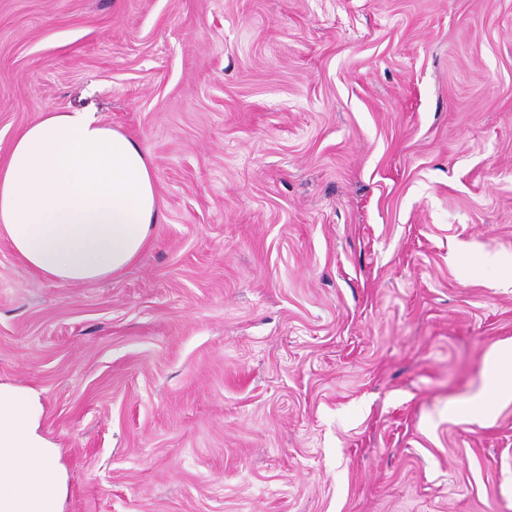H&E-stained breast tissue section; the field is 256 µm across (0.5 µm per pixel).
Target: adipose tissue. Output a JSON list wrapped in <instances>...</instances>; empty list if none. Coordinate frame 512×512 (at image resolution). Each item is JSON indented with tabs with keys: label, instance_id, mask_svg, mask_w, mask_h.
Instances as JSON below:
<instances>
[{
	"label": "adipose tissue",
	"instance_id": "1",
	"mask_svg": "<svg viewBox=\"0 0 512 512\" xmlns=\"http://www.w3.org/2000/svg\"><path fill=\"white\" fill-rule=\"evenodd\" d=\"M148 157L88 112H46L0 161V238L36 274L83 283L129 267L159 221ZM31 388L0 383V512H63L66 477Z\"/></svg>",
	"mask_w": 512,
	"mask_h": 512
}]
</instances>
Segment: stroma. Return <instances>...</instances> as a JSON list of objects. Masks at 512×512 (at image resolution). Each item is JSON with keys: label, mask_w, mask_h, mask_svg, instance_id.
I'll list each match as a JSON object with an SVG mask.
<instances>
[{"label": "stroma", "mask_w": 512, "mask_h": 512, "mask_svg": "<svg viewBox=\"0 0 512 512\" xmlns=\"http://www.w3.org/2000/svg\"><path fill=\"white\" fill-rule=\"evenodd\" d=\"M150 159L79 284L0 238V381L64 512H512V0H0V160L42 112ZM489 386L497 397L512 399V348H494L487 356Z\"/></svg>", "instance_id": "35a3bbf8"}]
</instances>
